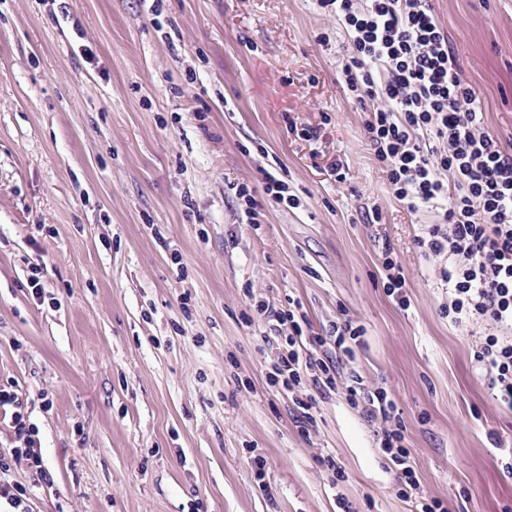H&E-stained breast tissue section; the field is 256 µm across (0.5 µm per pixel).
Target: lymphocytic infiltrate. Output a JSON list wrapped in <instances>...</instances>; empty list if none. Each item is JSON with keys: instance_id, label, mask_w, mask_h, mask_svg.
Returning <instances> with one entry per match:
<instances>
[{"instance_id": "obj_1", "label": "lymphocytic infiltrate", "mask_w": 512, "mask_h": 512, "mask_svg": "<svg viewBox=\"0 0 512 512\" xmlns=\"http://www.w3.org/2000/svg\"><path fill=\"white\" fill-rule=\"evenodd\" d=\"M334 14L350 39L352 54L342 74L360 111L364 134L382 164L395 197L408 211L440 209L441 221L416 236L425 255L446 258L441 279L448 286L444 317L456 325L486 322L488 334L475 343L473 361L489 379L496 400L512 409V153L485 131L483 114L471 105L431 0H318ZM379 107H371L374 99ZM446 143L445 153L429 150L424 134ZM257 317L288 328L276 337L269 382L292 391L337 387L342 359H354L365 329L351 318L334 322L328 335L304 336L294 309L256 301ZM347 400L378 429L381 455L397 473L399 494L411 512H447L420 484L404 427L381 388L368 386L349 370ZM29 400L14 385L0 384V422L23 439L11 456H0V474L25 464L30 482L0 483V500L13 512H30L38 489L52 485Z\"/></svg>"}]
</instances>
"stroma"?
Here are the masks:
<instances>
[{
    "label": "stroma",
    "instance_id": "1",
    "mask_svg": "<svg viewBox=\"0 0 512 512\" xmlns=\"http://www.w3.org/2000/svg\"><path fill=\"white\" fill-rule=\"evenodd\" d=\"M432 5L512 152V0ZM350 52L318 0H0V384L53 401L29 408L54 477L32 512H409L346 378L302 431L253 296L298 301L315 334L363 325L360 373L394 400L422 489L512 512V410L440 312L443 262L414 243L438 212L395 197L344 89ZM385 271V279L383 286L390 295L397 299L398 304L405 308L409 306V299L404 295L406 288L405 277L402 273V267L397 260L390 256V252L385 254V262L383 264Z\"/></svg>",
    "mask_w": 512,
    "mask_h": 512
}]
</instances>
